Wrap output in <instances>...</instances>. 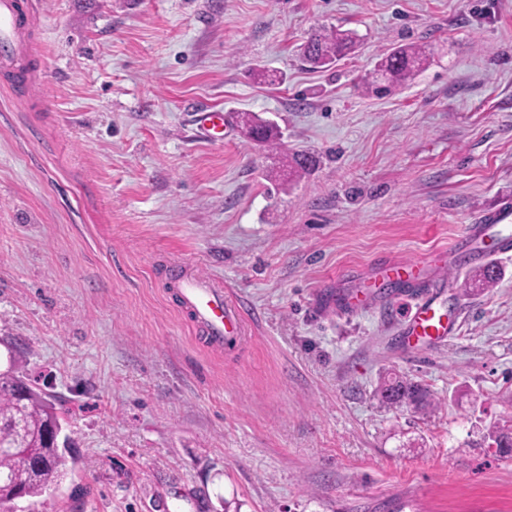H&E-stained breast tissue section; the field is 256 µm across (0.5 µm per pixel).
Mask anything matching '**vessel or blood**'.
I'll use <instances>...</instances> for the list:
<instances>
[{
	"instance_id": "vessel-or-blood-1",
	"label": "vessel or blood",
	"mask_w": 512,
	"mask_h": 512,
	"mask_svg": "<svg viewBox=\"0 0 512 512\" xmlns=\"http://www.w3.org/2000/svg\"><path fill=\"white\" fill-rule=\"evenodd\" d=\"M26 30L24 0H0V60H11L19 53ZM512 254V202L506 201L491 213L483 214L478 223L469 225L463 240L452 250L440 249L417 262L385 260L358 279L352 291L341 294V307L351 313L364 308L367 299L382 293L387 285L401 283L415 287L427 282L429 274L444 262L459 266L472 264L493 268L495 258ZM171 278L177 283L181 303L192 322L213 348L225 341L242 339L247 327L240 308L224 297L222 285L188 275L182 265H174ZM403 342L412 351L450 334L455 317L443 314L432 298H424L408 313Z\"/></svg>"
}]
</instances>
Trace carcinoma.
I'll return each instance as SVG.
<instances>
[{
  "instance_id": "1",
  "label": "carcinoma",
  "mask_w": 512,
  "mask_h": 512,
  "mask_svg": "<svg viewBox=\"0 0 512 512\" xmlns=\"http://www.w3.org/2000/svg\"><path fill=\"white\" fill-rule=\"evenodd\" d=\"M356 37L349 31L316 32L307 40L302 56L314 69L328 68L354 51ZM427 61L426 50L418 45H402L386 53L375 75L364 79L367 92L382 96L408 81ZM250 132L262 143L278 139L273 124H265L251 114L243 116ZM22 379L11 371L0 372V442L15 445V452L0 453V474H10L15 483L0 482V512H9L11 503L23 496H42L67 472L69 446H58L48 438L52 429L61 430L53 406L32 386L20 393ZM380 398L389 407L425 410L435 406L430 392L421 385L396 375L385 382Z\"/></svg>"
}]
</instances>
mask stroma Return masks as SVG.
<instances>
[{"mask_svg":"<svg viewBox=\"0 0 512 512\" xmlns=\"http://www.w3.org/2000/svg\"><path fill=\"white\" fill-rule=\"evenodd\" d=\"M26 2L29 48L0 69V371L47 394L73 460L17 512H512L489 438L512 427V256L485 290L442 271L461 310L417 353L422 289L356 314L329 298L512 200V0ZM323 28L361 43L316 72L301 48ZM405 44L425 68L363 93ZM297 152L317 165L276 189ZM177 263L243 302L244 345L204 346ZM391 373L438 406L384 407ZM242 118L250 132L259 138V142L273 143L278 139L279 131L274 124L262 123L260 118L251 114H245Z\"/></svg>","mask_w":512,"mask_h":512,"instance_id":"35a3bbf8","label":"stroma"}]
</instances>
